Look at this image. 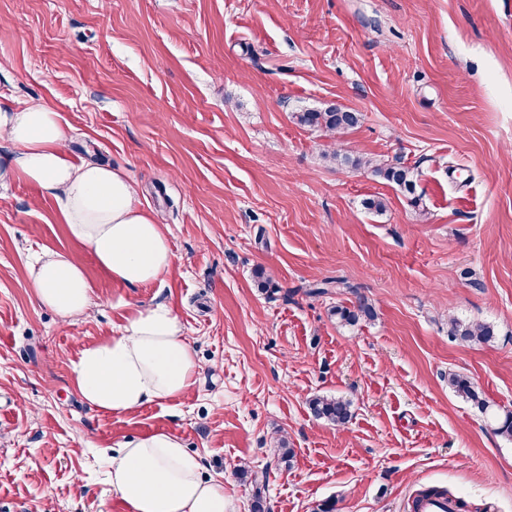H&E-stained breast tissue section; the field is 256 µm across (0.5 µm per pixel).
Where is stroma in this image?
<instances>
[{
    "mask_svg": "<svg viewBox=\"0 0 512 512\" xmlns=\"http://www.w3.org/2000/svg\"><path fill=\"white\" fill-rule=\"evenodd\" d=\"M33 102L74 160L131 177L176 270L117 284L53 196L0 189V512H127L99 451L156 431L223 477L229 512H407L427 487L512 512V441L448 386L512 410V0H0V105ZM331 105L363 115L342 153L409 167L413 191L322 158L292 114ZM46 252L95 289L77 326L35 298ZM359 294L377 319L341 326L332 307ZM158 301L195 350L192 388L96 410L71 361ZM452 318L495 341L451 339ZM319 395L349 422L316 418ZM314 415L320 419L340 426L351 417V403L342 398L319 396L310 400Z\"/></svg>",
    "mask_w": 512,
    "mask_h": 512,
    "instance_id": "stroma-1",
    "label": "stroma"
}]
</instances>
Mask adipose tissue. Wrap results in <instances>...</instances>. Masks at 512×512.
Returning <instances> with one entry per match:
<instances>
[{"instance_id":"1","label":"adipose tissue","mask_w":512,"mask_h":512,"mask_svg":"<svg viewBox=\"0 0 512 512\" xmlns=\"http://www.w3.org/2000/svg\"><path fill=\"white\" fill-rule=\"evenodd\" d=\"M0 137L11 145L0 155V186L25 181L55 197L71 237L112 281L163 283L175 257L158 215L141 206L127 174L73 160L59 112L43 104L0 107ZM31 281L38 301L64 321H78L93 303L94 289L68 253L35 257ZM197 369L178 313L165 301L137 307L114 336L83 348L70 366L82 398L112 415L188 392ZM108 481L129 512H228L223 479L202 478L182 440L166 432L117 444Z\"/></svg>"}]
</instances>
